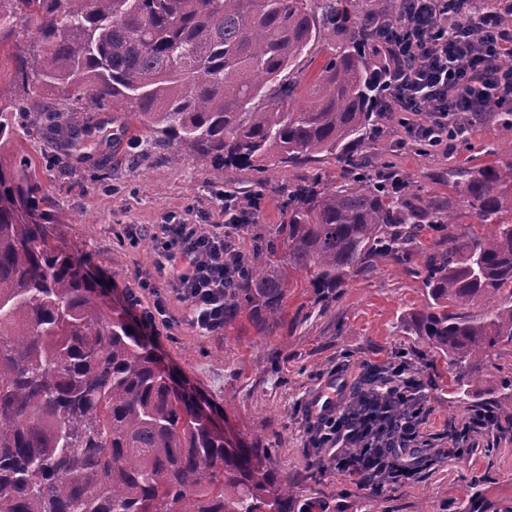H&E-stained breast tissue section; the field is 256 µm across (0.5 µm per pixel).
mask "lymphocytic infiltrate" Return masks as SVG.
Segmentation results:
<instances>
[{"label": "lymphocytic infiltrate", "instance_id": "f902f5d3", "mask_svg": "<svg viewBox=\"0 0 512 512\" xmlns=\"http://www.w3.org/2000/svg\"><path fill=\"white\" fill-rule=\"evenodd\" d=\"M406 2L402 23L373 45L391 63L381 109L397 114L400 142L424 139L444 150L454 139L459 113L485 112L501 98L512 100V77L503 78L497 67L512 53V29H504L493 12L453 29L439 19L438 0ZM246 220V214L232 213L220 224L160 225L152 235L158 253L153 268L123 293L145 330L172 328L169 304L177 300L186 303L187 322L199 335L223 334L224 291L238 272L229 229ZM376 394L381 414L375 420H356L343 397L324 413L304 405L306 442L321 451L311 463L317 473L341 470L362 489L407 484L423 468L457 457L471 434L497 426L492 414L470 417L451 426L448 447L429 449L421 432L424 387L403 359L391 365Z\"/></svg>", "mask_w": 512, "mask_h": 512}]
</instances>
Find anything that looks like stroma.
Here are the masks:
<instances>
[{"label": "stroma", "mask_w": 512, "mask_h": 512, "mask_svg": "<svg viewBox=\"0 0 512 512\" xmlns=\"http://www.w3.org/2000/svg\"><path fill=\"white\" fill-rule=\"evenodd\" d=\"M51 93L31 102V128L18 131L7 158H24L38 181L41 209L53 214L63 244L86 257L93 274L107 284L108 300L126 314L122 291L137 283L139 272L152 268L157 254L149 237L158 225L178 218L194 224L224 221V186L192 161L156 150L149 134L130 117L97 113L93 135L68 144L40 132L44 103ZM382 133L369 147L375 157L392 162L415 185L447 195L448 170L456 163H491L493 149L512 142V129L484 121L476 124L467 148H452L427 157L411 145H397L396 120L385 114ZM307 167H270L262 187L256 175L234 171L242 207L253 211L254 223H280L278 190L307 174ZM147 229L137 246L120 243L123 225ZM284 316L276 331L259 335L248 313L226 325L223 335H198L187 322L185 303L172 302L177 322L170 336L154 342L161 364L187 386L218 403L234 436L259 439L270 448L268 464L292 484L302 503H324L329 512H457L469 483L483 477L480 512H512V431L495 445L476 436L460 456L428 467L402 486L363 490L340 471L313 474L301 405L316 390L317 373L340 368L341 379L354 382L361 364L381 366L407 354L422 379L430 413L423 433L436 447L449 423L470 415V403L452 392L444 361H433L419 337L405 329L408 317L424 305L417 279L391 265L370 279L354 278L336 303L320 307L305 278L287 292Z\"/></svg>", "instance_id": "stroma-1"}]
</instances>
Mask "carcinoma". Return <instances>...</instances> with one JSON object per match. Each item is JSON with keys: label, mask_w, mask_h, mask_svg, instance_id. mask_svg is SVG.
I'll list each match as a JSON object with an SVG mask.
<instances>
[{"label": "carcinoma", "mask_w": 512, "mask_h": 512, "mask_svg": "<svg viewBox=\"0 0 512 512\" xmlns=\"http://www.w3.org/2000/svg\"><path fill=\"white\" fill-rule=\"evenodd\" d=\"M489 10L512 27L499 0H473L448 24ZM402 17L403 0H0V43L26 30L35 48L19 57L18 101L0 106V152L52 90L51 135L85 136L94 113L124 112L232 201L235 170L334 157L338 179L282 187V222L238 251L224 323L245 310L267 336L297 275L326 307L351 278L395 265L425 291L407 330L477 397L485 358L512 346V144L493 165L448 169L446 197L369 161L384 65L368 45ZM315 51L302 92L298 65ZM39 192L27 160L0 162V512H295L268 449L227 443L212 428L220 408L177 389L60 244ZM464 217L481 232L453 233ZM500 388L474 408L512 427V376Z\"/></svg>", "instance_id": "obj_1"}]
</instances>
